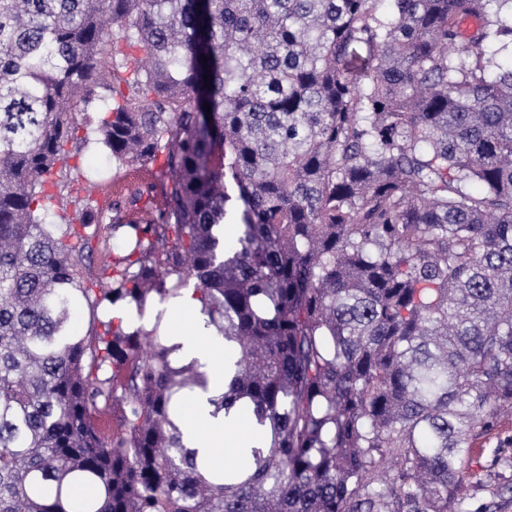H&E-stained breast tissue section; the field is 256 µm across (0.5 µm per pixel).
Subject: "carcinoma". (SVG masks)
Listing matches in <instances>:
<instances>
[{
  "instance_id": "1",
  "label": "carcinoma",
  "mask_w": 512,
  "mask_h": 512,
  "mask_svg": "<svg viewBox=\"0 0 512 512\" xmlns=\"http://www.w3.org/2000/svg\"><path fill=\"white\" fill-rule=\"evenodd\" d=\"M389 2L0 0V512H490L512 0ZM93 136L147 179L53 224ZM191 284L247 469L183 443L206 371L107 317Z\"/></svg>"
}]
</instances>
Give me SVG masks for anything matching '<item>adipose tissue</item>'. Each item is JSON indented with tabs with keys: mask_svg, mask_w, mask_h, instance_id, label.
Here are the masks:
<instances>
[{
	"mask_svg": "<svg viewBox=\"0 0 512 512\" xmlns=\"http://www.w3.org/2000/svg\"><path fill=\"white\" fill-rule=\"evenodd\" d=\"M170 341L178 346L175 356L179 362L188 363L196 359L205 363L208 377L205 397L199 398L192 407L191 415L180 422L187 445L212 453L222 450L227 459L244 460L251 441L258 436L257 431L239 422L228 424L224 416L211 414L210 398L224 391V364L228 355L223 345L211 342L199 329L171 336Z\"/></svg>",
	"mask_w": 512,
	"mask_h": 512,
	"instance_id": "adipose-tissue-1",
	"label": "adipose tissue"
}]
</instances>
